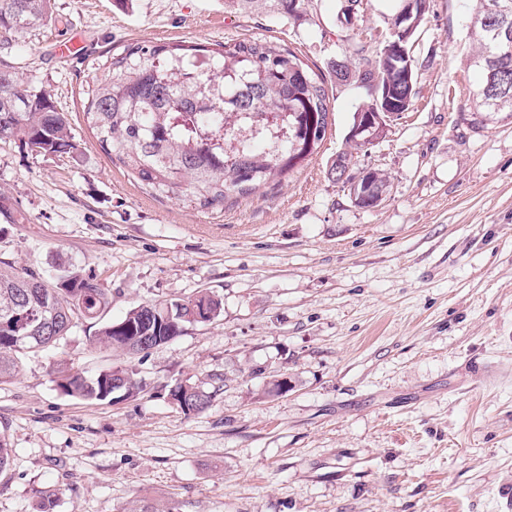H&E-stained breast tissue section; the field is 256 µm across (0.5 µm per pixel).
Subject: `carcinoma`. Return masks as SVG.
I'll list each match as a JSON object with an SVG mask.
<instances>
[{"label": "carcinoma", "mask_w": 512, "mask_h": 512, "mask_svg": "<svg viewBox=\"0 0 512 512\" xmlns=\"http://www.w3.org/2000/svg\"><path fill=\"white\" fill-rule=\"evenodd\" d=\"M306 0H224V12L271 17L286 25L301 21ZM407 46L423 24L430 0H412ZM476 2L470 27L478 51L469 58L481 72L473 91V112L512 118V44L498 30H512V10L491 12V0ZM370 0H354L337 21L353 33L342 56L327 72L314 71L282 40H242L219 48L163 43L129 44L99 64L101 78L88 86L84 116L101 150L119 162L156 198L184 196L200 209L220 207L256 192L312 157L324 141L331 112L328 80L355 85L364 100L353 121L370 122L386 112L400 116L415 104L417 66L413 56L396 57L372 29L356 27ZM52 19L51 0H0V47ZM14 140L43 155L78 150L64 113L51 95L23 79L8 56H0V141ZM375 146L360 135L331 163L350 169L387 196L390 181L378 168L355 169V154ZM110 290L91 275L64 269L37 273L0 260V384L19 373L20 357L58 347L84 320L97 325L92 344L134 359L182 335L189 325L210 323L223 312L213 293L144 302L112 319ZM123 375L121 391L133 396L145 381L132 365L93 376L62 371L56 386L85 401L112 400V379ZM221 377L192 383L169 395L186 415L206 411L217 398ZM59 489L46 488L37 512H53Z\"/></svg>", "instance_id": "cac0c4a2"}]
</instances>
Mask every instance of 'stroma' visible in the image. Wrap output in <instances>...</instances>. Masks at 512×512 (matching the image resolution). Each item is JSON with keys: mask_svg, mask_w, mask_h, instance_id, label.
Returning <instances> with one entry per match:
<instances>
[{"mask_svg": "<svg viewBox=\"0 0 512 512\" xmlns=\"http://www.w3.org/2000/svg\"><path fill=\"white\" fill-rule=\"evenodd\" d=\"M55 21L9 54L69 120L76 156L0 142V259L77 267L111 315L209 291L224 312L136 357L145 389L115 403L63 394L55 372L126 364L87 326L22 357L0 385L13 450L0 512H496L512 482V119L475 122L471 0H431L413 47L418 96L358 167L386 201L355 206L326 169L361 102L330 86L317 154L281 182L213 210L145 193L84 119L97 62L124 45L217 47L269 36L320 68L340 56V0L303 21L230 15L224 0H53ZM77 40L68 56L59 43ZM221 375L184 415L182 382ZM290 386L276 393L273 380ZM208 381L188 383L190 389L185 391L181 390L182 386H178V390L171 389L169 395L174 397L177 402L176 406L185 415L202 413L211 406L221 390L219 382L222 380L218 374H211Z\"/></svg>", "mask_w": 512, "mask_h": 512, "instance_id": "1", "label": "stroma"}]
</instances>
